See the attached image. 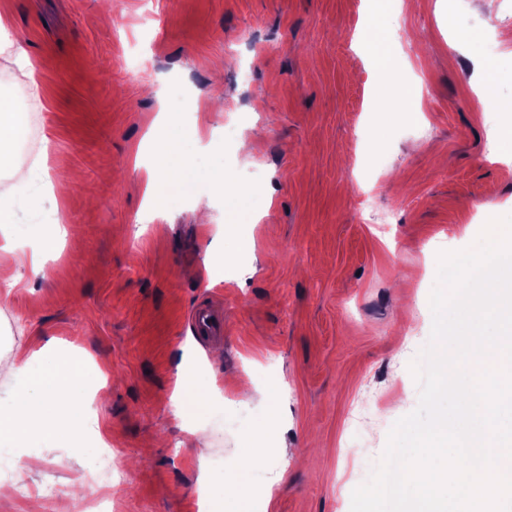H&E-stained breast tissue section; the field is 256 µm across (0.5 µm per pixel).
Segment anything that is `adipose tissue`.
<instances>
[{
  "instance_id": "ef3b65f1",
  "label": "adipose tissue",
  "mask_w": 512,
  "mask_h": 512,
  "mask_svg": "<svg viewBox=\"0 0 512 512\" xmlns=\"http://www.w3.org/2000/svg\"><path fill=\"white\" fill-rule=\"evenodd\" d=\"M0 54L12 59L31 93L40 89L42 66L31 60L29 52L12 33L10 22L0 16ZM27 124V114L8 95L0 96V174L9 182L6 192L0 194V236L9 237L14 222L13 206L26 201L33 209L41 208L45 198L64 200L66 189L54 183L49 175V154L40 149L28 162L16 157V146ZM190 157L180 153L174 137H167L151 166L145 194L153 210H164L169 204L165 173L175 168H188ZM13 361L8 367L15 381L7 389V408H0V446L21 447L27 437L40 432L61 442H74L88 428V420L77 407L76 387L80 374L63 356L47 358L44 350L32 349L21 343L11 349ZM46 362L40 379L39 394H32L20 374L30 365Z\"/></svg>"
}]
</instances>
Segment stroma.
<instances>
[{"instance_id": "35a3bbf8", "label": "stroma", "mask_w": 512, "mask_h": 512, "mask_svg": "<svg viewBox=\"0 0 512 512\" xmlns=\"http://www.w3.org/2000/svg\"><path fill=\"white\" fill-rule=\"evenodd\" d=\"M112 2L105 22L98 0H0L45 63L35 99L0 58V91L28 112L35 143L81 176L65 240L49 237L51 202L17 203L12 243L41 252L47 275L0 297V313L81 370L98 426L68 448L38 436L11 449L0 481L13 512H33L30 491L78 479L112 512H204V475L250 488L249 512H350L418 405L410 364L430 340L438 252L473 246L489 218L512 214V161L488 154L512 116H488L475 96L488 71L512 99V0L492 15L482 0H416L397 32L395 0ZM390 71L396 108L374 111ZM175 83L185 108L166 101ZM168 111L194 162L169 177L168 211L155 216L131 154L150 161L149 125ZM228 122L249 153L225 140ZM252 166L262 184L240 192ZM218 175L228 195L211 191ZM367 198L392 225L365 223ZM239 230L254 252L236 249ZM198 304L223 314V340H197ZM216 347L222 363L199 375L214 397L179 418L180 365ZM239 381L274 389L269 405L241 403ZM273 416L282 424L266 430ZM100 431L109 484L82 467ZM259 433L285 454L240 469Z\"/></svg>"}]
</instances>
